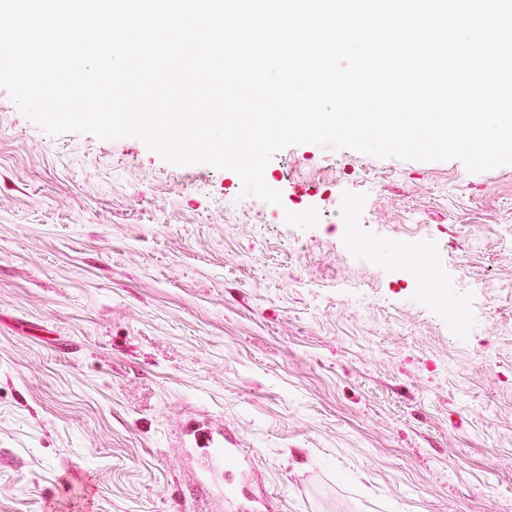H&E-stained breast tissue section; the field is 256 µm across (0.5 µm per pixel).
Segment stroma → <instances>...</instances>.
I'll return each instance as SVG.
<instances>
[{"instance_id":"35a3bbf8","label":"stroma","mask_w":512,"mask_h":512,"mask_svg":"<svg viewBox=\"0 0 512 512\" xmlns=\"http://www.w3.org/2000/svg\"><path fill=\"white\" fill-rule=\"evenodd\" d=\"M264 177L281 204L245 207L0 89V512H225L206 426L269 512H512V164L301 144ZM384 243L429 251L457 327Z\"/></svg>"}]
</instances>
